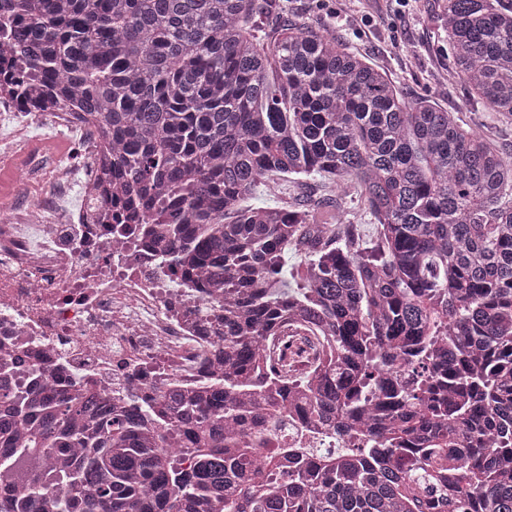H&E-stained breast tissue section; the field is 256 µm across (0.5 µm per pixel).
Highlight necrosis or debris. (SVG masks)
<instances>
[{
    "label": "necrosis or debris",
    "instance_id": "obj_1",
    "mask_svg": "<svg viewBox=\"0 0 512 512\" xmlns=\"http://www.w3.org/2000/svg\"><path fill=\"white\" fill-rule=\"evenodd\" d=\"M57 130L79 165L47 162L27 149ZM100 123L87 112H22L0 97V165L12 179L0 204V376L24 386L89 391L123 403L144 385L157 393H200L223 378L211 335L224 314L222 286L185 281L165 262L143 224L112 226L118 196L104 169ZM302 343L315 372L328 347L293 321L262 342L263 357L287 337ZM253 455L271 448H340L303 408L283 409L257 428Z\"/></svg>",
    "mask_w": 512,
    "mask_h": 512
}]
</instances>
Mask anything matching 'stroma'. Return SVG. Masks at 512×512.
<instances>
[{"label":"stroma","mask_w":512,"mask_h":512,"mask_svg":"<svg viewBox=\"0 0 512 512\" xmlns=\"http://www.w3.org/2000/svg\"><path fill=\"white\" fill-rule=\"evenodd\" d=\"M261 13L265 29L281 20L301 22L330 32L339 42L386 71L406 100H435L486 138L500 152L512 154V121L496 118L470 97L450 68L448 36L440 26V0H419L412 11L389 0L371 25L360 21V0H275Z\"/></svg>","instance_id":"stroma-1"}]
</instances>
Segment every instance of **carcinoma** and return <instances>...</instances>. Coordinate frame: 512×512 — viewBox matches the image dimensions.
I'll return each instance as SVG.
<instances>
[{"label":"carcinoma","mask_w":512,"mask_h":512,"mask_svg":"<svg viewBox=\"0 0 512 512\" xmlns=\"http://www.w3.org/2000/svg\"><path fill=\"white\" fill-rule=\"evenodd\" d=\"M449 59L512 120V8L444 0ZM257 0H0V45L38 89L112 141L123 205L165 227L170 266L224 284V380L201 395H94L0 381V512H512V157L322 30L260 34ZM357 184L376 235L286 203L242 208L270 176ZM301 257L296 287L285 256ZM330 343L315 374L263 363L285 319ZM390 437L252 469L248 430L305 400L326 426ZM423 403L418 415L403 410ZM174 428L193 464L164 446ZM423 436L431 448H408Z\"/></svg>","instance_id":"obj_1"}]
</instances>
